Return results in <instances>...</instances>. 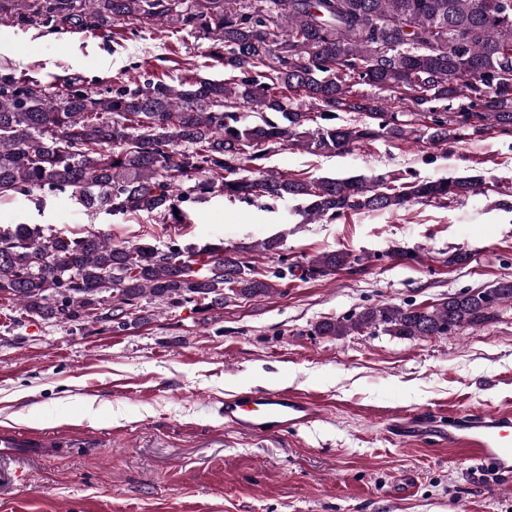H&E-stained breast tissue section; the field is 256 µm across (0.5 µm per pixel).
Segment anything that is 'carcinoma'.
Returning a JSON list of instances; mask_svg holds the SVG:
<instances>
[{
	"label": "carcinoma",
	"instance_id": "carcinoma-1",
	"mask_svg": "<svg viewBox=\"0 0 512 512\" xmlns=\"http://www.w3.org/2000/svg\"><path fill=\"white\" fill-rule=\"evenodd\" d=\"M184 18L202 21L223 45L230 78L192 74L91 91L0 79V200L71 191L88 210L146 213L189 224L184 199L269 198L304 220L407 204L467 199L485 191L478 176L396 183L383 177H293L262 166L278 146L339 156L378 137L412 136L441 145L476 119L512 131V0H228ZM28 22L107 25L115 17L161 18L171 0H32ZM367 85L401 95L422 128L387 112ZM327 124L308 127L310 110ZM365 121L338 126L336 112ZM258 119L245 123L241 113ZM343 250L310 259L303 273L327 277L354 267ZM275 291L244 252L224 243L114 244L100 230L78 237L38 225L0 227V299L44 320L127 325L148 299L168 307L200 302L219 310ZM512 302V280L450 294L428 307L377 304L319 321V336L379 330L405 338L458 335L485 325Z\"/></svg>",
	"mask_w": 512,
	"mask_h": 512
}]
</instances>
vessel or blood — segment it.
<instances>
[{"mask_svg":"<svg viewBox=\"0 0 512 512\" xmlns=\"http://www.w3.org/2000/svg\"><path fill=\"white\" fill-rule=\"evenodd\" d=\"M224 425L235 432L274 436L317 421L321 412L306 394L288 390H250L224 401ZM400 436L435 440L458 449L468 460L512 475V418L466 410L460 423L432 420L425 411L405 414L396 424ZM71 431L45 432L19 426L0 428V457L50 460L78 447Z\"/></svg>","mask_w":512,"mask_h":512,"instance_id":"b4317fda","label":"vessel or blood"}]
</instances>
